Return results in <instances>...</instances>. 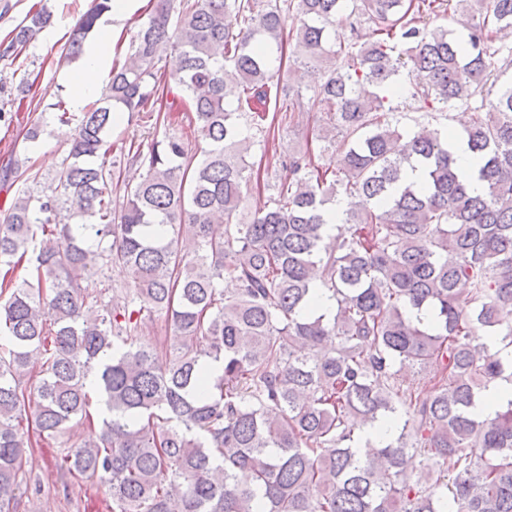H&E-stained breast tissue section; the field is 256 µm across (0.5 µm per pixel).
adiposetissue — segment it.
Listing matches in <instances>:
<instances>
[{"instance_id":"obj_1","label":"adipose tissue","mask_w":512,"mask_h":512,"mask_svg":"<svg viewBox=\"0 0 512 512\" xmlns=\"http://www.w3.org/2000/svg\"><path fill=\"white\" fill-rule=\"evenodd\" d=\"M143 0H112L111 8L99 19L98 36L89 42L70 79L71 104L82 111L96 97L110 65L115 45L120 40L123 23L140 9Z\"/></svg>"}]
</instances>
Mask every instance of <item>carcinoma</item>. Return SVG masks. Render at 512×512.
Masks as SVG:
<instances>
[{"label": "carcinoma", "instance_id": "1", "mask_svg": "<svg viewBox=\"0 0 512 512\" xmlns=\"http://www.w3.org/2000/svg\"><path fill=\"white\" fill-rule=\"evenodd\" d=\"M111 0L72 28L75 59ZM460 17L457 35L430 20ZM300 24L290 27V14ZM33 6L1 43L19 55L47 26ZM376 39L336 47V22ZM512 0H155L148 21L82 113L50 192L24 190L0 217V512H17L34 446L74 427L60 468L105 485L109 512H512V400L473 413L512 362ZM180 65L157 76L161 55ZM313 76L316 137L331 151L288 156L285 180L254 160L240 119L301 105L272 55ZM416 73L410 107L474 112L460 138L486 192L457 176L448 139L408 138L380 95ZM236 90L225 108V90ZM180 120L206 144L166 132L128 150L140 171L112 208V115ZM420 164L424 181L402 183ZM271 195L250 220L243 189ZM345 197L336 234L323 214ZM93 222H88V219ZM27 260L31 276L18 280ZM115 268L127 307L84 294ZM321 288L336 303L310 311ZM172 335L138 343L141 316ZM219 364L222 374L206 371ZM436 367L420 390L411 377ZM105 407L89 412V375ZM394 421L385 443L368 425Z\"/></svg>", "mask_w": 512, "mask_h": 512}]
</instances>
